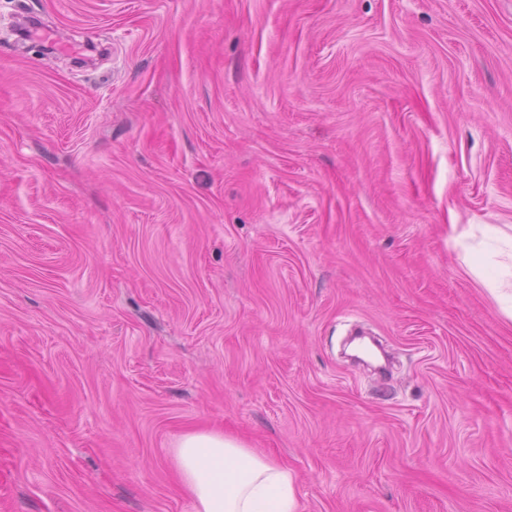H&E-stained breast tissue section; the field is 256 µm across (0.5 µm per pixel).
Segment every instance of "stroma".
Returning <instances> with one entry per match:
<instances>
[{
	"instance_id": "obj_1",
	"label": "stroma",
	"mask_w": 512,
	"mask_h": 512,
	"mask_svg": "<svg viewBox=\"0 0 512 512\" xmlns=\"http://www.w3.org/2000/svg\"><path fill=\"white\" fill-rule=\"evenodd\" d=\"M512 0H0V512H512ZM465 265L468 272L479 279L499 301L504 312L512 317V266L507 271L508 282L502 279V272L490 269L485 256L468 257ZM173 455L195 512L298 511L288 467L224 432H185L177 438Z\"/></svg>"
}]
</instances>
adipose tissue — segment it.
Listing matches in <instances>:
<instances>
[{"label":"adipose tissue","mask_w":512,"mask_h":512,"mask_svg":"<svg viewBox=\"0 0 512 512\" xmlns=\"http://www.w3.org/2000/svg\"><path fill=\"white\" fill-rule=\"evenodd\" d=\"M512 249V236L494 231L485 253L466 258L479 279L512 316V268L490 269L487 255ZM179 480L194 503V512H298L294 478L288 468L220 431L193 430L180 435L173 448Z\"/></svg>","instance_id":"1"}]
</instances>
